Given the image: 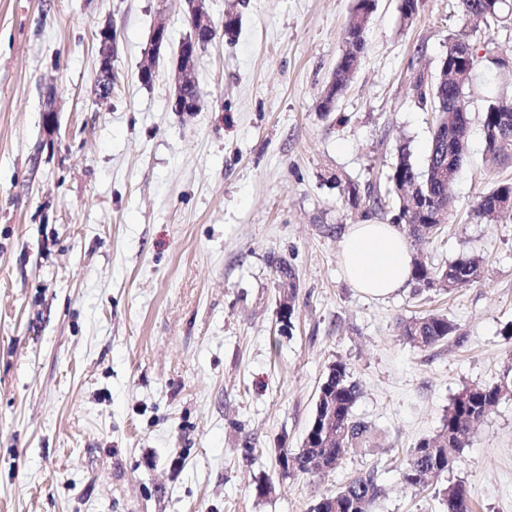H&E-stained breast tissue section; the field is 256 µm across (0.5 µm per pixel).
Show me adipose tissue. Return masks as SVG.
<instances>
[{"instance_id": "obj_1", "label": "adipose tissue", "mask_w": 512, "mask_h": 512, "mask_svg": "<svg viewBox=\"0 0 512 512\" xmlns=\"http://www.w3.org/2000/svg\"><path fill=\"white\" fill-rule=\"evenodd\" d=\"M340 260L353 285L373 298H384L411 280L412 253L394 224H353L340 242Z\"/></svg>"}]
</instances>
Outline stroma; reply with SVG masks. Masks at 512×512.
I'll return each instance as SVG.
<instances>
[{"instance_id":"35a3bbf8","label":"stroma","mask_w":512,"mask_h":512,"mask_svg":"<svg viewBox=\"0 0 512 512\" xmlns=\"http://www.w3.org/2000/svg\"><path fill=\"white\" fill-rule=\"evenodd\" d=\"M352 6L246 0L236 37L199 53L202 109L174 112L171 55L151 86L137 72L159 14L172 44L189 33L180 0H0V512H311L368 470L382 489L372 512H445L399 468L453 395L497 381L512 351V217L473 212L512 166L485 165L472 124L448 222L421 251L434 266L480 257L478 281L450 294L411 282L383 300L344 277L339 242L394 208L351 207L329 176L367 189L402 143L423 164L433 115L414 82L437 74L455 35L512 59V5L484 25L457 0H420L407 24L401 0H376L361 65L325 114ZM107 20L120 81L101 102ZM493 97L512 99V71L479 66L472 117ZM277 257L298 283L287 329ZM427 314L447 315L463 343H407L399 322ZM336 360L373 439L331 472L281 474ZM441 482L464 484L473 512H512V398ZM119 34L111 22H105L100 26L97 34V72L93 88L99 100L110 97L112 93L113 80L117 74L112 66L119 54Z\"/></svg>"}]
</instances>
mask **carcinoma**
Segmentation results:
<instances>
[{"mask_svg": "<svg viewBox=\"0 0 512 512\" xmlns=\"http://www.w3.org/2000/svg\"><path fill=\"white\" fill-rule=\"evenodd\" d=\"M503 0H459L462 18H479L484 22L499 18ZM375 10V0H356L348 16L343 40L345 51L333 73L332 97L336 100L345 90L351 75L361 63L364 52V34ZM487 66L495 57L486 55ZM481 57L478 49L460 37L448 38V50L439 63V78L429 82L419 78L414 85L418 103L436 114L431 143L426 161L419 168L411 161L405 145L397 149L396 161L386 176V191L368 186L367 195L372 207L383 209L386 197L397 201L395 220L405 225L409 235L423 238L425 230L436 232L434 226L445 223L442 211L448 208L452 186L458 178L469 136L471 118L464 100V89L473 80ZM481 127L484 138V161L494 168L512 163V102L491 100L482 112ZM512 205V181L499 182L482 194L474 206L477 217L487 221L498 216V206ZM481 259L460 255L444 266H432L416 259L412 265V281L429 290L451 293L475 282L479 277ZM456 332L454 324L443 314H428L405 320L400 324V335L421 349H431ZM359 396L352 380L350 367L342 360L329 365L316 400L313 421L319 425L318 439L305 437L299 452L284 448L278 458L283 475L292 468L302 473L319 469L320 457L332 458L339 465L352 449L372 437L373 429L354 416ZM512 397V364L505 367L498 380L487 385L463 387L448 405L442 426L436 434L421 440L413 448L405 466L400 468V480L405 487L421 493L431 486V480L453 467L458 456L448 453L464 447L487 414L502 400ZM294 457V467L286 464ZM461 483L441 486L437 495L446 506V512H472L470 499L457 500L464 491ZM381 493L373 471L364 472L344 487L330 492L313 506L312 512H370Z\"/></svg>", "mask_w": 512, "mask_h": 512, "instance_id": "carcinoma-1", "label": "carcinoma"}]
</instances>
